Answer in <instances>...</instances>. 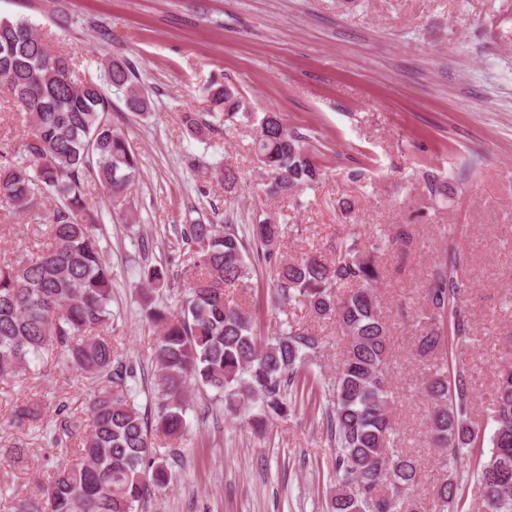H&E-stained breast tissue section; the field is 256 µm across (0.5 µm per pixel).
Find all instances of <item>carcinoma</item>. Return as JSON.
<instances>
[{
  "label": "carcinoma",
  "mask_w": 512,
  "mask_h": 512,
  "mask_svg": "<svg viewBox=\"0 0 512 512\" xmlns=\"http://www.w3.org/2000/svg\"><path fill=\"white\" fill-rule=\"evenodd\" d=\"M106 83L122 95L127 111L144 114L152 102L135 68L114 58ZM0 80L28 115L23 153L0 162V201L20 212L53 201L45 232L51 245L32 256L24 251L0 264V379L52 361L63 374L91 375L88 427L68 401H52L55 419L40 436L79 463L54 469L32 493L1 496L0 512H137L149 488L165 485L179 462L175 448L188 433L189 389L212 391L234 413L256 408L248 423L264 432L271 419L295 412L297 395L318 403L322 425L336 448V486L328 512H426L416 494L422 481L417 459L399 448L390 385V330L381 316L376 288L384 279L380 254L389 240L368 245L351 236L336 258L290 260L281 253L293 226L266 219L237 224L182 225L180 240L195 256L186 275L179 311L144 297V318L160 331L154 357L157 374L152 408L136 402L141 374L112 341V265L95 234L96 217L86 197V173L119 198L140 172V157L108 119L112 99L103 87L75 71L67 54L49 46L25 18L0 19ZM208 118L185 115L197 136L224 128L252 137V148L269 196L299 200L322 176L304 137L289 132L279 114L250 110L234 87L212 81L205 88ZM416 181L429 197L448 187L422 171ZM269 268L270 303L282 314L302 305L318 319H333L344 350L336 377L325 389L308 361L322 347L309 328L292 325L275 336L257 334L245 299L227 290H247L253 263ZM466 256L443 257L431 268L424 306L415 320L417 354L430 372L422 393L429 402V434L439 449L442 477L434 485L435 512H448L458 484L448 466L465 448L481 447L484 436L472 421L469 366L448 365V335H472L473 324L459 302L457 272ZM490 450L480 461L482 512H512V366L498 368L493 383ZM35 403L14 406L11 423L34 429ZM167 450L155 447L156 439Z\"/></svg>",
  "instance_id": "obj_1"
}]
</instances>
